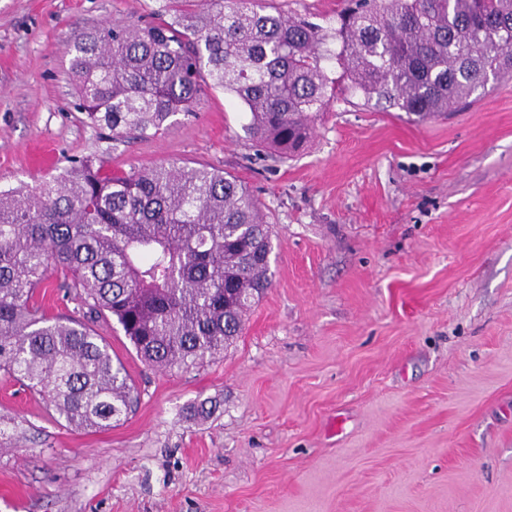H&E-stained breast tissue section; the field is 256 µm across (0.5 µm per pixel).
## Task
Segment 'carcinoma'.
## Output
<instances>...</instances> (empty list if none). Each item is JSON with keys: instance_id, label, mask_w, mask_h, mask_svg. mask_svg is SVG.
Instances as JSON below:
<instances>
[{"instance_id": "obj_1", "label": "carcinoma", "mask_w": 512, "mask_h": 512, "mask_svg": "<svg viewBox=\"0 0 512 512\" xmlns=\"http://www.w3.org/2000/svg\"><path fill=\"white\" fill-rule=\"evenodd\" d=\"M168 3L170 21L101 25L69 45L79 108L115 141L191 114L207 79L244 105L257 146L292 157L339 93L425 118L512 75V0H350L331 34L257 0ZM271 249L250 189L216 169L112 174L83 158L35 191L0 190V371L66 426L107 429L134 404L129 375L87 324L43 312L49 268L143 360L187 370L241 333L269 284Z\"/></svg>"}]
</instances>
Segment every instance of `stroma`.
<instances>
[{
    "mask_svg": "<svg viewBox=\"0 0 512 512\" xmlns=\"http://www.w3.org/2000/svg\"><path fill=\"white\" fill-rule=\"evenodd\" d=\"M342 0H264L331 29ZM166 0H0V186L72 159L177 162L245 183L271 226V285L202 366L142 361L52 274L37 297L87 319L134 412L75 430L0 373V512H512V78L415 122L338 95L277 159L204 88L192 115L124 142L75 107L67 45Z\"/></svg>",
    "mask_w": 512,
    "mask_h": 512,
    "instance_id": "obj_1",
    "label": "stroma"
}]
</instances>
